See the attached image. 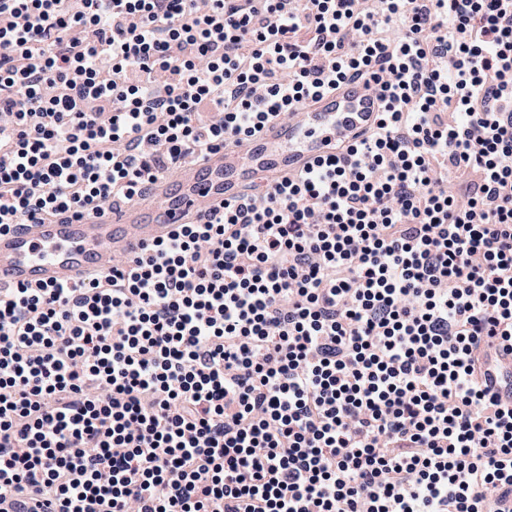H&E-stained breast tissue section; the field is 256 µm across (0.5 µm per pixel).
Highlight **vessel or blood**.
I'll return each instance as SVG.
<instances>
[{
  "mask_svg": "<svg viewBox=\"0 0 512 512\" xmlns=\"http://www.w3.org/2000/svg\"><path fill=\"white\" fill-rule=\"evenodd\" d=\"M386 101L364 78L345 81L308 101L297 120L274 119L238 146L183 163L156 179L147 198L113 206L105 216L20 224L0 235V289L70 285L108 271L113 259L167 240L201 207L254 198L275 178L293 176L346 152L377 126ZM498 405L512 407V353L483 361Z\"/></svg>",
  "mask_w": 512,
  "mask_h": 512,
  "instance_id": "1",
  "label": "vessel or blood"
}]
</instances>
